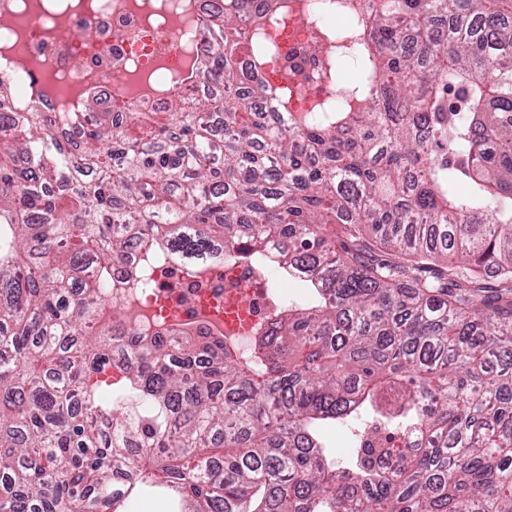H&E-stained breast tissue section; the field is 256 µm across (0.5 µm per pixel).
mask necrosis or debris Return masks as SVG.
<instances>
[{
	"label": "necrosis or debris",
	"mask_w": 512,
	"mask_h": 512,
	"mask_svg": "<svg viewBox=\"0 0 512 512\" xmlns=\"http://www.w3.org/2000/svg\"><path fill=\"white\" fill-rule=\"evenodd\" d=\"M217 0H0V83L13 90L9 109L40 112L57 135L76 137L68 112L98 101L121 128L134 112L167 111L172 99L189 97L205 51L204 20ZM336 33L331 0H294L271 37L279 53L259 80L288 89L289 111L315 112L335 105L340 89L328 72L329 38ZM147 255L135 246L110 271L111 292L99 300L112 311L107 325L113 347L125 336H153L169 330L206 336L247 352L288 298V274L270 263L243 258L237 247L219 243L211 258H180L152 267L153 287L133 285V272ZM281 282L271 296L268 280ZM133 307L137 316L119 315Z\"/></svg>",
	"instance_id": "obj_1"
}]
</instances>
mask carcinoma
I'll list each match as a JSON object with an SVG mask.
<instances>
[{"label":"carcinoma","mask_w":512,"mask_h":512,"mask_svg":"<svg viewBox=\"0 0 512 512\" xmlns=\"http://www.w3.org/2000/svg\"><path fill=\"white\" fill-rule=\"evenodd\" d=\"M251 2L213 11L224 98L174 100L178 131L104 112L79 152L31 112L0 138V512H125L156 483L170 512H512V0H336L331 77H361L318 117L254 79L289 0ZM132 225L191 260L219 230L275 246L309 297L247 353L129 336L103 399L95 300Z\"/></svg>","instance_id":"obj_1"}]
</instances>
